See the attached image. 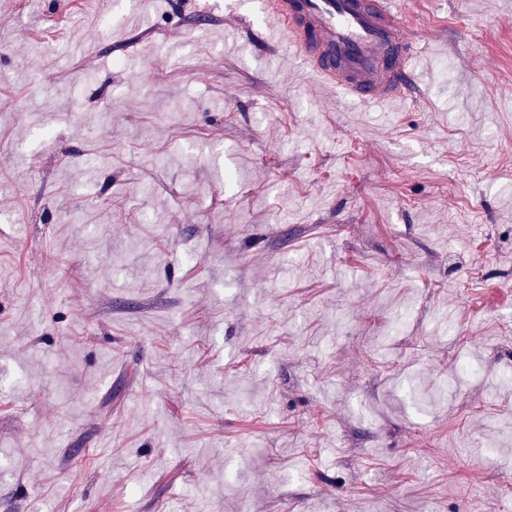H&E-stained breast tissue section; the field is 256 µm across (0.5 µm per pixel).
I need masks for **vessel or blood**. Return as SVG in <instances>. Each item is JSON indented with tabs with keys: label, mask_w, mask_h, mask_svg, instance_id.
<instances>
[{
	"label": "vessel or blood",
	"mask_w": 512,
	"mask_h": 512,
	"mask_svg": "<svg viewBox=\"0 0 512 512\" xmlns=\"http://www.w3.org/2000/svg\"><path fill=\"white\" fill-rule=\"evenodd\" d=\"M285 47L324 85L356 104L404 102L419 41L395 0H261Z\"/></svg>",
	"instance_id": "1"
}]
</instances>
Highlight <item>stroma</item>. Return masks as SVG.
<instances>
[{"label": "stroma", "mask_w": 512, "mask_h": 512, "mask_svg": "<svg viewBox=\"0 0 512 512\" xmlns=\"http://www.w3.org/2000/svg\"><path fill=\"white\" fill-rule=\"evenodd\" d=\"M409 7L389 108L258 0H0V512H512V0Z\"/></svg>", "instance_id": "35a3bbf8"}]
</instances>
